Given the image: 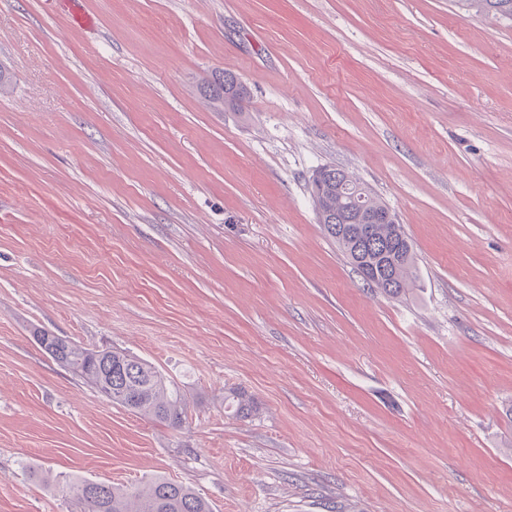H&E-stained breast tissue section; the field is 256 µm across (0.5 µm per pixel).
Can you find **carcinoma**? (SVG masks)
Returning a JSON list of instances; mask_svg holds the SVG:
<instances>
[{
    "label": "carcinoma",
    "instance_id": "obj_1",
    "mask_svg": "<svg viewBox=\"0 0 512 512\" xmlns=\"http://www.w3.org/2000/svg\"><path fill=\"white\" fill-rule=\"evenodd\" d=\"M461 5L512 21V0H461ZM206 87L211 89L207 99L218 109L226 104L237 105L247 94L241 83H229L221 89L209 80ZM316 173L321 176V186L331 200L329 214L323 223L327 235L352 265L356 257L374 258L380 246H388L392 256L386 265L376 264V277L381 279L389 273L394 280L393 286L382 289V292L398 297L408 291L415 279V253L403 226L375 224L365 238L348 236L346 222L356 220L357 215L352 212L347 195L337 191L345 172L334 166H322ZM44 335L46 332L37 331L36 343L57 363L112 403L173 429L185 423L183 394L152 363L110 347L87 348L65 337L46 344L39 340ZM224 401L234 406V412L240 418H246L256 410L254 400L243 392L226 396ZM60 484L75 512H212L210 503L190 487L165 479H156L132 493L109 483L86 479L64 478Z\"/></svg>",
    "mask_w": 512,
    "mask_h": 512
}]
</instances>
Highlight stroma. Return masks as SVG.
Returning a JSON list of instances; mask_svg holds the SVG:
<instances>
[{"instance_id": "1", "label": "stroma", "mask_w": 512, "mask_h": 512, "mask_svg": "<svg viewBox=\"0 0 512 512\" xmlns=\"http://www.w3.org/2000/svg\"><path fill=\"white\" fill-rule=\"evenodd\" d=\"M0 66V512H72L63 477L164 478L213 512H512V21L0 0ZM220 69L240 110L200 93ZM325 165L403 225L406 295L324 232ZM37 328L148 360L185 424L113 405Z\"/></svg>"}]
</instances>
